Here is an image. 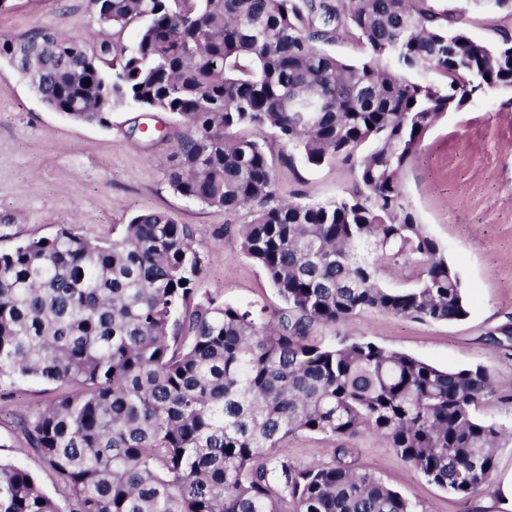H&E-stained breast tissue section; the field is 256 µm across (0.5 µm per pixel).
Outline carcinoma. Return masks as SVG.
<instances>
[{
	"mask_svg": "<svg viewBox=\"0 0 512 512\" xmlns=\"http://www.w3.org/2000/svg\"><path fill=\"white\" fill-rule=\"evenodd\" d=\"M100 21L137 27L133 46L89 49L46 28L0 35L40 96L68 118L104 124L133 105L174 113L185 135L165 168L182 197L234 216L242 253L285 308L272 322L197 299L201 259L188 224L135 214L110 240L61 226L0 252V381L76 383L26 429L65 505L0 460V512H418L350 448L302 465L298 432L369 433L430 483L490 493L495 448L512 426L479 410L482 367L440 369L319 326L364 312L439 323L468 301L402 174L436 119L478 90L512 89V37L461 26L473 6L512 17V0H91ZM354 37L363 58L327 46ZM437 73L442 80L426 79ZM269 135L310 164L362 148L354 188L286 202L269 173ZM415 284L382 286L385 266Z\"/></svg>",
	"mask_w": 512,
	"mask_h": 512,
	"instance_id": "obj_1",
	"label": "carcinoma"
}]
</instances>
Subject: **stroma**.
Here are the masks:
<instances>
[{"instance_id": "obj_1", "label": "stroma", "mask_w": 512, "mask_h": 512, "mask_svg": "<svg viewBox=\"0 0 512 512\" xmlns=\"http://www.w3.org/2000/svg\"><path fill=\"white\" fill-rule=\"evenodd\" d=\"M42 27L89 48L105 39L129 46L136 36L135 28L100 23L90 0H0V34L19 37ZM159 118L167 137L153 143L135 132L147 116L132 108L114 110L104 126L72 121L48 109L30 81L0 57V252L51 237L63 225L85 238L109 239L132 215L160 210L192 227L203 267L199 298L250 309L259 319L269 316L283 302L239 248L248 212L227 217L171 189L165 164L185 127L174 114ZM263 148L286 199L327 202L353 188L351 163L311 165L273 137ZM403 186L462 278L468 317L428 324L366 313L345 325L318 327L314 336L328 345L362 338L441 368L482 367L496 390L481 416L510 424L512 347L491 337L512 325V89L476 93L465 107L436 120L408 163ZM65 391L33 378L0 382V458L27 469L56 499L61 493L54 476L29 448L23 424ZM339 445L332 437L300 433L289 439L288 453L301 464L327 462ZM347 445L360 468L380 476L420 512H512V502L497 496L466 500L428 483L378 436L364 434Z\"/></svg>"}]
</instances>
